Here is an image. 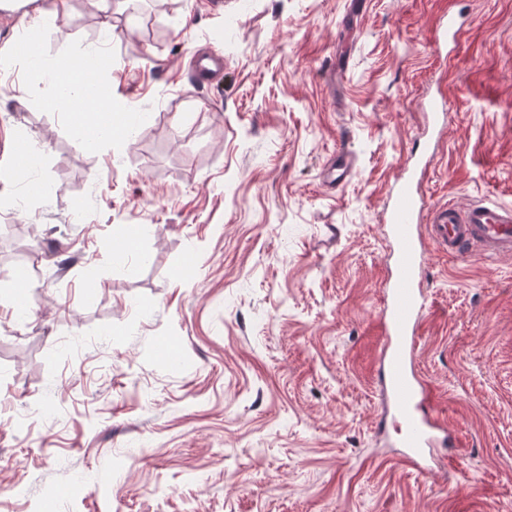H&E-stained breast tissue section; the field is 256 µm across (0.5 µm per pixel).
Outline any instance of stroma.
Listing matches in <instances>:
<instances>
[{
  "label": "stroma",
  "instance_id": "1",
  "mask_svg": "<svg viewBox=\"0 0 512 512\" xmlns=\"http://www.w3.org/2000/svg\"><path fill=\"white\" fill-rule=\"evenodd\" d=\"M33 8L0 27V512H512V255L427 246L414 365L456 444L426 476L373 333L422 95L453 106L430 202L512 206V0ZM91 52L101 124L47 94ZM195 72L198 83H209L212 78L224 73V57L218 54H208L199 57L196 62Z\"/></svg>",
  "mask_w": 512,
  "mask_h": 512
}]
</instances>
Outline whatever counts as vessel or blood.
Here are the masks:
<instances>
[{"mask_svg": "<svg viewBox=\"0 0 512 512\" xmlns=\"http://www.w3.org/2000/svg\"><path fill=\"white\" fill-rule=\"evenodd\" d=\"M224 71L217 54L198 58V83L210 82ZM384 221L388 226L394 262L391 297L378 322L388 364L387 390L391 419L405 449L404 461L423 471V451L438 446L441 434L435 421L421 414L420 383L410 363L419 320L426 308L421 270L426 238H433L448 252L466 256L470 248L486 253H512V207L472 204L436 207L419 192L414 176L396 184L390 195Z\"/></svg>", "mask_w": 512, "mask_h": 512, "instance_id": "vessel-or-blood-1", "label": "vessel or blood"}]
</instances>
